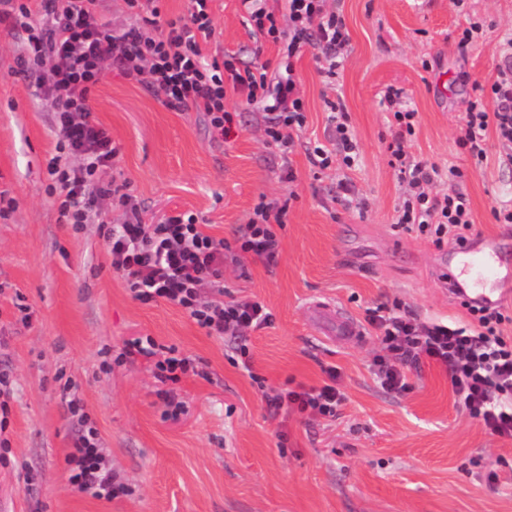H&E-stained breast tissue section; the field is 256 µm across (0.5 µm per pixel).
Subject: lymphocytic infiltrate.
Masks as SVG:
<instances>
[{
    "instance_id": "f902f5d3",
    "label": "lymphocytic infiltrate",
    "mask_w": 512,
    "mask_h": 512,
    "mask_svg": "<svg viewBox=\"0 0 512 512\" xmlns=\"http://www.w3.org/2000/svg\"><path fill=\"white\" fill-rule=\"evenodd\" d=\"M131 24L115 28L102 18V0H0V24L23 29L29 50L18 62V76L46 71L38 84L55 113L59 150L80 158L77 166L51 159L50 193L56 196L60 219L84 224L99 199L108 197L125 210L123 223L109 225L106 235L112 268L121 273L134 299L148 304L164 300L179 306L208 334L233 336L241 355H248L247 334L268 326L272 315L248 297L224 301L201 300L199 290L218 283L229 249L266 262L279 254L276 226L285 224L287 204L259 202L234 243L206 234L196 216L173 212L146 222L142 210L123 186L102 182L97 173L118 155L108 129L93 115L92 90L116 69L135 79L177 112L202 113L215 137L229 136L234 123L225 110L228 94L265 105L264 134L268 144L290 150L305 124V102L294 78V60L304 46L316 48V62L327 79L336 77V60L348 44L343 16L327 10L326 0H243L253 30L283 44L281 74L270 79L266 64L238 66L234 56L207 59L204 49L214 35L209 0H190L188 16L170 18L162 0H125ZM402 89L387 88L384 99L394 108L397 131L390 145L393 165L410 187L399 210L398 224L435 244L461 243L475 232L471 203L460 190L433 196L428 187L438 177L435 166L408 161L404 150L415 124L413 111L400 108ZM512 143V44L489 91L472 100L456 143L475 165L487 158L489 131ZM470 327L420 323L404 314L374 315L385 349L373 363L376 376L388 389L406 388L405 370L428 359L450 372L459 407L478 419L492 434L512 438V342L502 326L511 317L502 308L474 306ZM327 384L303 392L280 389L266 395L273 412H299L335 417L343 395L335 368H327ZM69 480L80 492L98 499L123 493L106 466L96 431L80 436L68 454Z\"/></svg>"
}]
</instances>
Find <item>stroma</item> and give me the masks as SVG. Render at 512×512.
Wrapping results in <instances>:
<instances>
[{"mask_svg": "<svg viewBox=\"0 0 512 512\" xmlns=\"http://www.w3.org/2000/svg\"><path fill=\"white\" fill-rule=\"evenodd\" d=\"M340 8L349 43L335 83L306 46L295 63L306 121L291 153L268 145L263 108L227 97L232 132L213 140L202 117L167 108L141 84L111 71L92 93L94 116L119 154L103 181L128 184L147 216L197 215L204 231L233 240L262 200L287 202L278 261L225 262L228 297L262 302L270 326L248 337L251 368L234 339L212 336L180 307L135 300L115 273L105 228L58 221L47 164L59 157L51 103L35 79L12 77L28 50L25 32L0 31V374L11 383L0 437L5 512H512V439L491 434L455 402L445 368L427 360L406 373L407 390L382 386L381 352L369 310L394 307L417 321L468 324L443 290L445 246L395 225L408 186L389 164L394 129L383 99L403 89L416 112L408 157L447 171L441 195L470 198L475 229L494 231L492 210L512 202V144L489 135L475 167L456 144L475 85L496 79L512 39V0H327ZM210 49L253 62L255 40L242 0H212ZM484 35L460 47L470 23ZM341 99L358 146L352 164L314 174L305 147L334 134L327 101ZM352 189L341 200V184ZM27 313H20L18 300ZM334 307L361 330L342 340L317 308ZM150 338L194 359L199 373L160 381L155 361L125 353ZM346 400L333 418L272 415L261 388L302 391L326 381ZM98 430L106 464L126 491L97 499L69 483L66 457L80 427L59 381ZM182 403L175 418L167 400ZM495 484H488L489 473Z\"/></svg>", "mask_w": 512, "mask_h": 512, "instance_id": "1", "label": "stroma"}]
</instances>
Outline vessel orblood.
Returning a JSON list of instances; mask_svg holds the SVG:
<instances>
[{"mask_svg":"<svg viewBox=\"0 0 512 512\" xmlns=\"http://www.w3.org/2000/svg\"><path fill=\"white\" fill-rule=\"evenodd\" d=\"M503 241L499 234L450 248L444 261L449 294L472 305L503 304L512 294V270L501 265Z\"/></svg>","mask_w":512,"mask_h":512,"instance_id":"1","label":"vessel or blood"}]
</instances>
